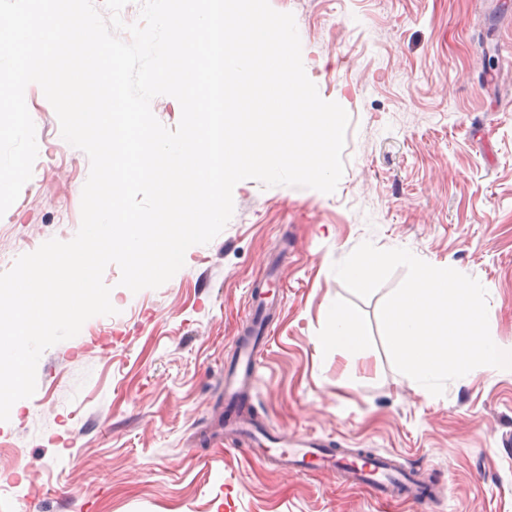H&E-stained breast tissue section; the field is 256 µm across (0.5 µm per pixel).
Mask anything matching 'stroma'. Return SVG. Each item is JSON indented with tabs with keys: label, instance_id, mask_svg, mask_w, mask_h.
<instances>
[{
	"label": "stroma",
	"instance_id": "stroma-1",
	"mask_svg": "<svg viewBox=\"0 0 512 512\" xmlns=\"http://www.w3.org/2000/svg\"><path fill=\"white\" fill-rule=\"evenodd\" d=\"M270 4L294 15L307 76L350 116L336 191L243 180L223 231L161 287L131 292L108 265L115 314L48 348L34 395L0 422V512H512V372L478 367L430 394L381 333L404 269L365 299L331 270L364 241L409 249L477 278L491 335L512 343V0ZM25 100L38 156L0 216V272L21 244L74 238L90 172L40 86ZM271 271L283 294L246 392L254 416L426 465L428 506L265 465L214 435L248 292ZM338 307L356 350L322 342Z\"/></svg>",
	"mask_w": 512,
	"mask_h": 512
}]
</instances>
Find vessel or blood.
Listing matches in <instances>:
<instances>
[{"label":"vessel or blood","instance_id":"1","mask_svg":"<svg viewBox=\"0 0 512 512\" xmlns=\"http://www.w3.org/2000/svg\"><path fill=\"white\" fill-rule=\"evenodd\" d=\"M256 338L240 337L234 350L233 366L224 370V397L238 399L251 381L258 360ZM262 457L275 466L298 473L332 470L349 485L369 490L378 500L403 498L425 504L430 493L412 472L399 464L394 456L371 454L361 448L349 451L325 447L320 438L310 433L278 435L273 447L264 449Z\"/></svg>","mask_w":512,"mask_h":512}]
</instances>
